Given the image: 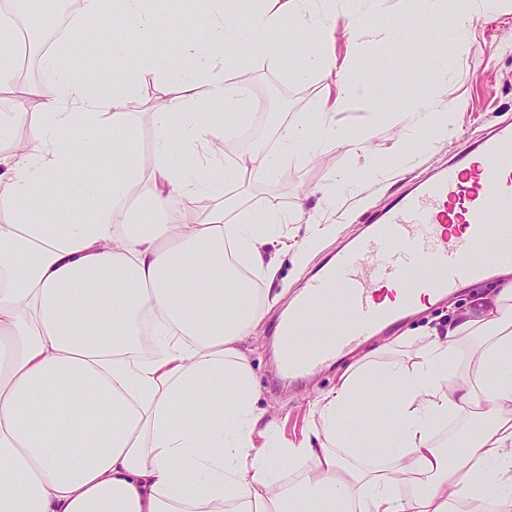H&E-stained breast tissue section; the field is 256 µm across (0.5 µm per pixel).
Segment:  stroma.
<instances>
[{
    "mask_svg": "<svg viewBox=\"0 0 512 512\" xmlns=\"http://www.w3.org/2000/svg\"><path fill=\"white\" fill-rule=\"evenodd\" d=\"M384 7L395 23L394 28L359 29L351 39L337 35L335 43L337 59L348 60L350 64L352 84L349 104L337 115L336 122L345 128H367L365 151L355 154L336 150L307 162H293L273 181L245 191L234 183L227 186L228 192L246 193L249 205L255 209L275 207L290 212L299 198H306L308 207H322L327 222L336 229L334 235L324 238L307 253L303 266L295 265L293 255L282 258L277 278L283 286L281 297L277 304L266 308L256 332L239 345L253 368L258 406L277 420L284 440L295 444L314 425L312 401L335 389L343 371L363 361L375 343H363L309 378L291 380L276 369L275 327L282 313L311 273L337 246L361 232L369 216L389 206L412 183L432 174L447 163L449 156L488 129L512 123V0H503L496 16L477 21L478 39L468 48L455 42L443 48L448 80L440 86L433 85L429 77L431 60L426 48H414L399 56L390 50L392 40L411 29L408 0H385ZM237 70L246 74L251 98L239 107L223 109L228 130L225 151L231 158L273 142V123L266 120L258 124L253 118V100L265 97L267 87H276L287 98L283 116L291 121L311 117L326 93L322 81L294 83L284 72L269 68L249 47L241 51ZM376 87L386 90L388 110L373 119L369 116L367 95ZM415 92L437 95L462 106L461 111L450 115L459 130L458 136L427 143L421 160L413 154L399 156L390 151L400 133H408L416 141L421 138L414 120H407L400 127L391 118L392 113L411 110V95ZM152 102V96L140 88L126 106L139 127L137 163L144 177L153 167L156 149L149 116ZM393 396V390L387 387L367 390L349 423L353 436H360L361 425L368 419L393 426Z\"/></svg>",
    "mask_w": 512,
    "mask_h": 512,
    "instance_id": "35a3bbf8",
    "label": "stroma"
}]
</instances>
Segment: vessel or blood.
I'll use <instances>...</instances> for the list:
<instances>
[{
  "label": "vessel or blood",
  "instance_id": "b4317fda",
  "mask_svg": "<svg viewBox=\"0 0 512 512\" xmlns=\"http://www.w3.org/2000/svg\"><path fill=\"white\" fill-rule=\"evenodd\" d=\"M511 257L512 124L506 123L372 216L364 233L337 249L308 280L278 324L282 340L298 339L283 352V374L310 375L364 338L397 331L417 293L448 294ZM380 283L406 289L405 301L380 306L374 296ZM333 290L348 302L341 335L325 345L301 341L317 317V299Z\"/></svg>",
  "mask_w": 512,
  "mask_h": 512
}]
</instances>
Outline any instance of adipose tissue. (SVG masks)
Returning <instances> with one entry per match:
<instances>
[{
    "label": "adipose tissue",
    "mask_w": 512,
    "mask_h": 512,
    "mask_svg": "<svg viewBox=\"0 0 512 512\" xmlns=\"http://www.w3.org/2000/svg\"><path fill=\"white\" fill-rule=\"evenodd\" d=\"M170 7L194 30L181 68L155 54L158 23ZM495 0H413L412 37L431 49L435 84L447 78L440 46ZM121 10L141 41L131 53L109 14ZM97 17V42L111 49L123 82L74 74L66 52L43 56L48 76L24 94L39 123L23 147L0 153V512H512V264L498 281L475 278L465 308L444 328L420 333L417 360L375 348L334 390L317 397L320 426L306 445L254 444L275 421L256 405L254 377L238 344L260 322L281 254L306 253L331 230L298 199L291 213L255 211L224 185L273 180L288 162L316 150L364 147L367 136L336 122L348 102L347 64L334 50L335 0H83ZM449 13L451 26L437 19ZM271 46L270 65L294 81L331 80L313 118L285 126L272 146L224 162L221 105L239 103L246 84L232 63L246 46ZM160 78L152 113L156 154L140 195L137 126L124 107L133 80ZM453 104L421 98L417 127L431 139L456 134ZM207 120H199L200 111ZM79 127V143L69 138ZM192 160L176 156L172 140ZM113 160L108 186L81 178ZM207 192L209 211L173 219L174 197ZM306 235L289 250L285 224ZM265 280L259 294L240 269ZM374 385L394 390L395 428L346 430L353 407ZM186 410L176 415L175 403ZM464 426L440 446L435 434L456 417ZM304 465L303 498L278 480L284 462Z\"/></svg>",
    "instance_id": "1"
}]
</instances>
